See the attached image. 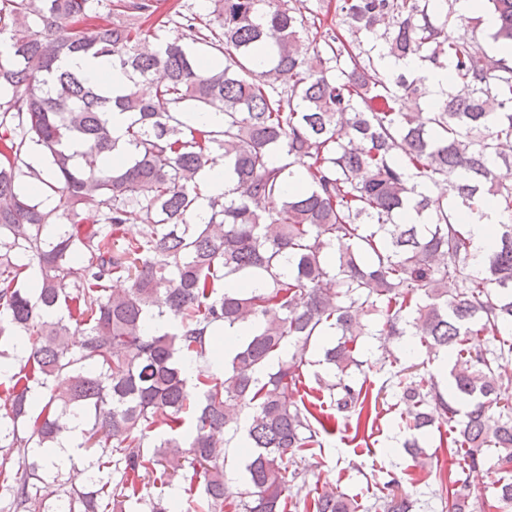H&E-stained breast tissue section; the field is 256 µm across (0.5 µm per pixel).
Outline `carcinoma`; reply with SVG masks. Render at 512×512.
<instances>
[{
  "label": "carcinoma",
  "mask_w": 512,
  "mask_h": 512,
  "mask_svg": "<svg viewBox=\"0 0 512 512\" xmlns=\"http://www.w3.org/2000/svg\"><path fill=\"white\" fill-rule=\"evenodd\" d=\"M212 2L204 18L181 0H0V358L16 337L27 342L0 415L10 508L123 512L132 493L142 512H170L163 494L137 487L167 485L187 465L203 484L199 512H420L394 474L362 511L342 493L312 492L297 465L332 427L356 439L379 415L364 336H410L453 362L443 386L395 358L379 392L406 407L397 426L415 459L431 407L442 410L451 464L488 471L512 508V183L494 173L512 162L502 150L512 60L488 57L469 18L437 15L439 0H334L326 12L345 28H326L311 51L290 0ZM481 5L497 19L494 42L512 47V0ZM177 17L189 44L158 35ZM198 43L212 54L203 73ZM376 49L448 70L431 111H403L430 90L376 67ZM78 56L112 61L131 84L90 83L66 65ZM158 70L166 81L154 85ZM198 112L224 123L199 126ZM34 143L43 172L27 161ZM220 158L234 187L214 196L202 173ZM30 179L55 205L29 192ZM442 185L453 204L432 196ZM489 200L506 220L475 272L464 218ZM132 209L141 224L129 238ZM411 209L432 211L433 223L404 222ZM230 277L242 287H224ZM114 279L128 288L109 292ZM156 307L169 327L151 332ZM221 324L256 330L216 374L207 333ZM314 348L328 372L313 389ZM238 407L248 414L243 492L228 489L222 451ZM74 421L86 480L49 503L43 484L60 465L39 449ZM433 482L446 512H469L468 481L438 470Z\"/></svg>",
  "instance_id": "cac0c4a2"
}]
</instances>
